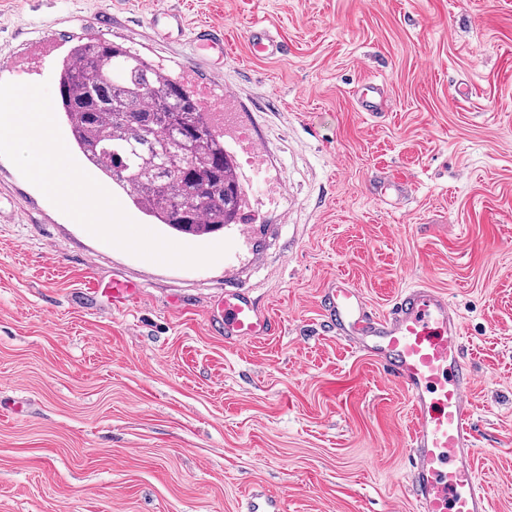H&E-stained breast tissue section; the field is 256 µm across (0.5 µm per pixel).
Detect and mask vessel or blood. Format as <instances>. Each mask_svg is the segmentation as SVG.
Listing matches in <instances>:
<instances>
[{
	"mask_svg": "<svg viewBox=\"0 0 512 512\" xmlns=\"http://www.w3.org/2000/svg\"><path fill=\"white\" fill-rule=\"evenodd\" d=\"M200 49H223L222 27H197ZM251 44L257 55L281 56L285 46L264 29ZM380 84L370 82L360 101L365 112L384 110ZM329 331L357 352L380 363L405 389L413 428L408 438L407 474L416 512H491V501L476 477L475 374L463 357L460 316L445 292L416 284L401 291L389 313L373 312L363 295L345 282L324 294ZM216 325L230 341L262 339L279 325L250 290L228 286L218 305Z\"/></svg>",
	"mask_w": 512,
	"mask_h": 512,
	"instance_id": "b4317fda",
	"label": "vessel or blood"
}]
</instances>
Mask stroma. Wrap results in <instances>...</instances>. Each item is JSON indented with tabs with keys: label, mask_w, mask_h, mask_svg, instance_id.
Wrapping results in <instances>:
<instances>
[{
	"label": "stroma",
	"mask_w": 512,
	"mask_h": 512,
	"mask_svg": "<svg viewBox=\"0 0 512 512\" xmlns=\"http://www.w3.org/2000/svg\"><path fill=\"white\" fill-rule=\"evenodd\" d=\"M181 23L153 30L152 11ZM223 51L194 54L196 26ZM288 51L257 57L252 26ZM104 39L215 96L224 60L262 184L231 264L182 267L89 233L0 156V512H415L408 396L325 325L336 281L376 313L447 293L475 372L477 477L512 512V0H0V83L57 85ZM385 85V112L359 108ZM472 87L458 101L459 83ZM141 289L113 303V280ZM280 329L225 342V286ZM194 41L202 50L224 49V29L211 23L201 24L196 28Z\"/></svg>",
	"instance_id": "stroma-1"
}]
</instances>
